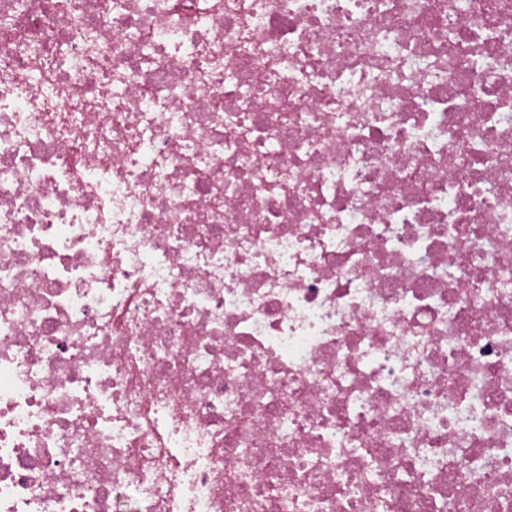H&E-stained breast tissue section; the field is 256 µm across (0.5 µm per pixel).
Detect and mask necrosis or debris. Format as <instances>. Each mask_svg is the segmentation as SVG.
<instances>
[{
	"mask_svg": "<svg viewBox=\"0 0 512 512\" xmlns=\"http://www.w3.org/2000/svg\"><path fill=\"white\" fill-rule=\"evenodd\" d=\"M512 0H0V512H512Z\"/></svg>",
	"mask_w": 512,
	"mask_h": 512,
	"instance_id": "4bbe7bcc",
	"label": "necrosis or debris"
}]
</instances>
